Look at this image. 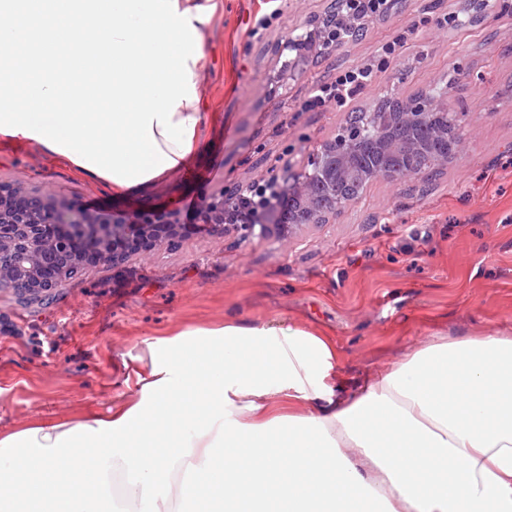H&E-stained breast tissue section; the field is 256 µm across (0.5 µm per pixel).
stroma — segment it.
<instances>
[{"instance_id":"stroma-1","label":"stroma","mask_w":512,"mask_h":512,"mask_svg":"<svg viewBox=\"0 0 512 512\" xmlns=\"http://www.w3.org/2000/svg\"><path fill=\"white\" fill-rule=\"evenodd\" d=\"M323 0H224L208 37L201 151L156 186L115 194L34 146L0 144V183L47 190L90 213L182 209L306 164L379 94L412 97L437 80L459 112L463 157L432 180L378 181L325 223L286 241L200 232L121 268L85 269L46 305L0 293V438L37 425L107 415L128 369H148L146 340L227 321L294 324L333 337L350 377L386 368L411 345L512 333V0L458 23L462 0H409L362 38L289 77L275 47ZM268 15L244 39L243 22ZM408 36L398 59L382 45ZM372 65L373 84L344 105L305 108L313 83Z\"/></svg>"}]
</instances>
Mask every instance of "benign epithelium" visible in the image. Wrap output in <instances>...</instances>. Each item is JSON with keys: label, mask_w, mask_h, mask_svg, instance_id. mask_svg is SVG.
Returning <instances> with one entry per match:
<instances>
[{"label": "benign epithelium", "mask_w": 512, "mask_h": 512, "mask_svg": "<svg viewBox=\"0 0 512 512\" xmlns=\"http://www.w3.org/2000/svg\"><path fill=\"white\" fill-rule=\"evenodd\" d=\"M407 2L379 0L376 10L363 12L356 0H328L323 12L309 16L305 32L278 45L277 53L292 54L284 65L302 75L310 63L336 52L341 33L359 38ZM362 116L316 143L306 166L284 163L266 178L211 196L197 209V226L237 232L242 240L258 234L283 241L296 229L319 223L320 208L310 197L315 180L341 214L377 180L422 179L427 172L419 163L422 155H430L431 168L443 169L466 152L457 113L448 107V86L438 82L415 98L379 95ZM395 128L405 134L396 162L389 138ZM348 185L357 196L343 193ZM181 237L176 211L166 212L163 224L152 223L148 212L92 215L51 193L0 184V292L10 289L20 299L45 303L88 267H119L131 254H152Z\"/></svg>", "instance_id": "obj_1"}]
</instances>
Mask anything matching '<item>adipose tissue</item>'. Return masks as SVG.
<instances>
[{
    "label": "adipose tissue",
    "instance_id": "obj_1",
    "mask_svg": "<svg viewBox=\"0 0 512 512\" xmlns=\"http://www.w3.org/2000/svg\"><path fill=\"white\" fill-rule=\"evenodd\" d=\"M193 336L148 341L109 416L1 438L0 506L512 512V335L435 337L354 380L296 325L229 321L205 351Z\"/></svg>",
    "mask_w": 512,
    "mask_h": 512
}]
</instances>
